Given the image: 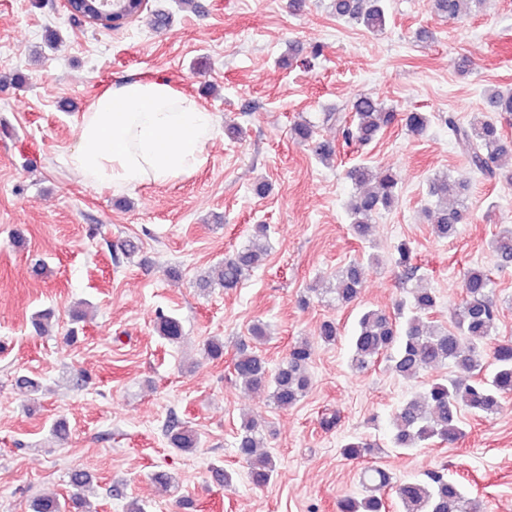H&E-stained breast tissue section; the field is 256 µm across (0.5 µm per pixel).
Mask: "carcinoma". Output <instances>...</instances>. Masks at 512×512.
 I'll list each match as a JSON object with an SVG mask.
<instances>
[{"instance_id": "obj_1", "label": "carcinoma", "mask_w": 512, "mask_h": 512, "mask_svg": "<svg viewBox=\"0 0 512 512\" xmlns=\"http://www.w3.org/2000/svg\"><path fill=\"white\" fill-rule=\"evenodd\" d=\"M435 11L448 18H458L470 12L477 0H431ZM336 18L364 26L371 31L386 27L385 0H331ZM486 109L512 115V93L498 90L486 96ZM400 121L413 135L423 134L430 122L424 112L398 114L387 111L379 100L360 95L351 103L350 122L342 130L346 142L365 143L379 132ZM454 141L469 168L492 180L502 177L512 184V146L506 145L496 123L490 119H474L467 124L448 120ZM295 137L313 143L315 156L327 163L335 156V149L327 143L313 141V126L301 122L293 127ZM348 177L357 192L348 203V216L353 234L364 239L370 233L373 216L391 209L399 197L398 178L390 169L375 170L367 164H357L348 171ZM466 190L461 182L444 177L430 188L438 198L434 207L426 209L428 221L437 237L446 239L457 234L465 223V211L448 205V197L459 196ZM267 227L257 224L249 244L236 254L224 258L214 270V279L227 290L239 287L260 267L268 254ZM493 251L505 265L512 263V232H501L493 241ZM396 264L405 268L406 278L416 277L409 248H397ZM361 268L351 264L336 278V301L353 302L359 293ZM465 296L454 312L452 326L435 328L424 318L437 305V296L426 288H414L409 310L399 309L398 318L379 309L363 312L352 336V362L364 370L384 358L396 375L412 379L424 368L449 365L470 374L471 382L461 383L445 378L434 382L419 395L406 400L397 414L393 447L401 450L439 441L452 444L464 436L461 410L478 417L495 413L503 397L512 394V339L494 344L491 362L484 361V348L496 335L499 308L496 288L487 271L479 266L463 273ZM157 332L171 344L183 336V324L175 315L158 314ZM311 347L308 342L294 344L286 362L271 373L260 355L245 346L238 348L233 360L236 380L252 390L272 389L271 397L280 408L294 406L306 395L311 378L308 364ZM165 436L171 447L184 453L198 448L199 438L194 430L176 421L165 427ZM264 436L252 418L241 421L237 434L238 453L248 463V477L256 487L267 485L275 472V458L260 451ZM376 444L353 437L341 446V454L349 460L371 457ZM74 488L67 500L53 494H37L30 501V512H85L82 491L88 486V476L75 472L70 475ZM360 483L364 493L357 497L346 495L337 501L338 512H386L385 492L392 490L399 512H478V504L467 498L460 483L442 470H430L422 479L405 480L393 484L389 473L381 467L370 466L361 472Z\"/></svg>"}]
</instances>
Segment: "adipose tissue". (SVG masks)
Instances as JSON below:
<instances>
[{
    "mask_svg": "<svg viewBox=\"0 0 512 512\" xmlns=\"http://www.w3.org/2000/svg\"><path fill=\"white\" fill-rule=\"evenodd\" d=\"M216 116L161 81H131L83 114L65 163L97 187L134 189L195 173L217 132Z\"/></svg>",
    "mask_w": 512,
    "mask_h": 512,
    "instance_id": "1",
    "label": "adipose tissue"
}]
</instances>
